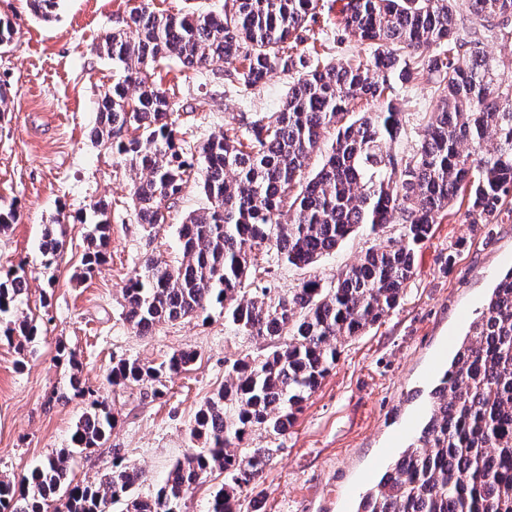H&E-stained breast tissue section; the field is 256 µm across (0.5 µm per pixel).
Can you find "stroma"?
<instances>
[{"instance_id":"stroma-1","label":"stroma","mask_w":512,"mask_h":512,"mask_svg":"<svg viewBox=\"0 0 512 512\" xmlns=\"http://www.w3.org/2000/svg\"><path fill=\"white\" fill-rule=\"evenodd\" d=\"M140 1L60 0L54 19L45 22L27 10L25 0H0V18L11 19L15 29L12 41L0 46V208L20 211L18 223L0 232V273L25 268L30 290L14 314L34 315L39 324L31 342L0 340V475L21 477L69 445L85 403L47 404L70 374L58 352L64 345L77 356L84 386L108 399L117 420L104 447L70 459L71 478L94 479L117 454L141 469L136 491L147 497L176 460L193 450L194 416L223 385L228 367L245 357L262 358L270 344L236 335L218 306L209 309L207 320L162 324L147 337L121 317L122 289L135 268L150 254L178 258L181 224L207 205L191 184L167 223H138L130 196L133 172L89 135L96 102L114 80L111 61L95 47ZM341 5L325 0L314 26L329 60L371 57L369 45L338 41ZM151 79L175 94L176 127L183 148L190 149L249 113L278 111L291 77L274 71L247 94L225 90L207 69L192 73L172 65L152 70ZM391 96L403 112L394 149L407 156L437 98L422 80L395 84ZM101 199L109 204L112 225L108 260L98 274L78 281L74 274L95 221L92 206ZM464 211V204L454 202L434 226L416 251L399 306L342 346L288 433L274 442L258 431L246 440L249 448L274 442L280 449L253 493L255 512H356L363 493L408 446L458 342L501 274L512 268V200L490 224L465 223ZM49 229L63 243L51 289L40 251ZM398 235L395 224L377 234L358 229L306 268L269 255L268 284L276 295L312 276L330 284L369 248ZM47 289L52 296L44 307L40 296ZM183 350L195 351L197 359L189 371L165 379L161 397H153L149 383L115 388L107 381L113 360L157 365Z\"/></svg>"}]
</instances>
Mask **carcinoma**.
Returning <instances> with one entry per match:
<instances>
[{"instance_id":"cac0c4a2","label":"carcinoma","mask_w":512,"mask_h":512,"mask_svg":"<svg viewBox=\"0 0 512 512\" xmlns=\"http://www.w3.org/2000/svg\"><path fill=\"white\" fill-rule=\"evenodd\" d=\"M31 13L52 19L58 0H26ZM321 0H224V12L159 13L133 8L95 50L112 60L117 79L97 101L91 138L109 146L145 177L131 199L140 224H164L195 173L207 207L179 231L181 258L148 257L122 290L124 321L139 336L157 326L198 319L214 305L235 333L274 341L260 360H236L224 386L196 413L190 438L202 444L176 461L150 498L134 493L142 477L119 455L93 482L69 478L77 452L104 446L116 418L107 400L89 396L70 447L47 455L19 479L0 475V512H183L187 495L213 473L224 484L209 512H241V497L259 484L277 448L239 449L254 431L287 434L306 398L335 365L339 347L394 310L413 274L415 251L458 198L468 199L469 224H489L512 197V86L477 33L461 35L465 8L492 32L507 28L512 0H345L338 37L374 47L372 58L336 65L316 46L309 23ZM235 58L224 86L247 92L277 69L293 75L277 112H253L235 127L186 152L172 115L176 103L149 81L150 66L173 62L197 72ZM426 80L437 104L410 157L392 151L401 109L388 98L395 83ZM371 112L352 110L358 102ZM332 136L322 166L306 162ZM81 259L80 276L108 258V204ZM398 219L400 240L387 239L325 286L309 278L278 298L262 285L269 270L260 255L275 251L297 267L315 264L363 225L372 232ZM62 242L46 231L44 266ZM29 281L24 267L0 277V322ZM36 320H10L4 337L33 340ZM196 354H173L157 366L120 359L109 384L161 381L189 370ZM359 512H512V269L458 345L431 392L428 417L366 492Z\"/></svg>"}]
</instances>
